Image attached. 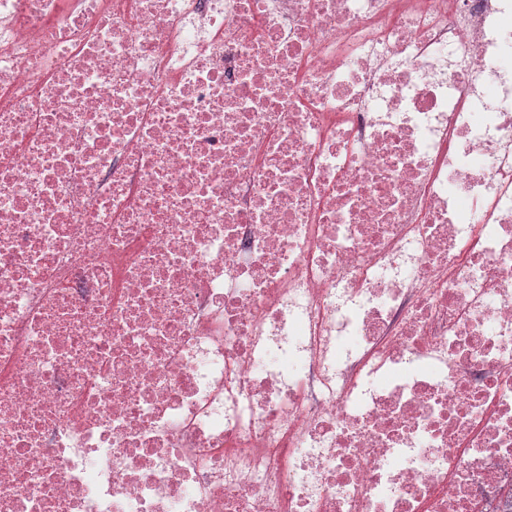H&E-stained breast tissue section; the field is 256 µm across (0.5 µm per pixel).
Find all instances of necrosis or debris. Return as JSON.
I'll list each match as a JSON object with an SVG mask.
<instances>
[{
	"mask_svg": "<svg viewBox=\"0 0 512 512\" xmlns=\"http://www.w3.org/2000/svg\"><path fill=\"white\" fill-rule=\"evenodd\" d=\"M0 512H512V0H0Z\"/></svg>",
	"mask_w": 512,
	"mask_h": 512,
	"instance_id": "4bbe7bcc",
	"label": "necrosis or debris"
}]
</instances>
